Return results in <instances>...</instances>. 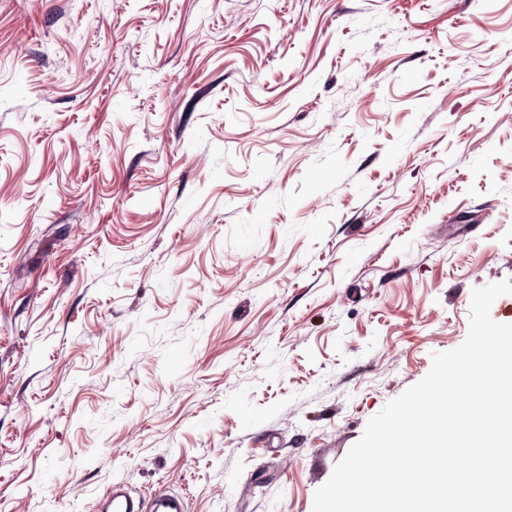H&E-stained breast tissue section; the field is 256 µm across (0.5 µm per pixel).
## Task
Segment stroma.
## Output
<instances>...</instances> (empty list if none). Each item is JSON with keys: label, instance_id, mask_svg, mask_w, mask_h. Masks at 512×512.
Returning <instances> with one entry per match:
<instances>
[{"label": "stroma", "instance_id": "35a3bbf8", "mask_svg": "<svg viewBox=\"0 0 512 512\" xmlns=\"http://www.w3.org/2000/svg\"><path fill=\"white\" fill-rule=\"evenodd\" d=\"M512 278V0H0V512H312ZM98 508V512H184L185 504L179 495L166 492H155L145 500L115 483L100 497Z\"/></svg>", "mask_w": 512, "mask_h": 512}]
</instances>
